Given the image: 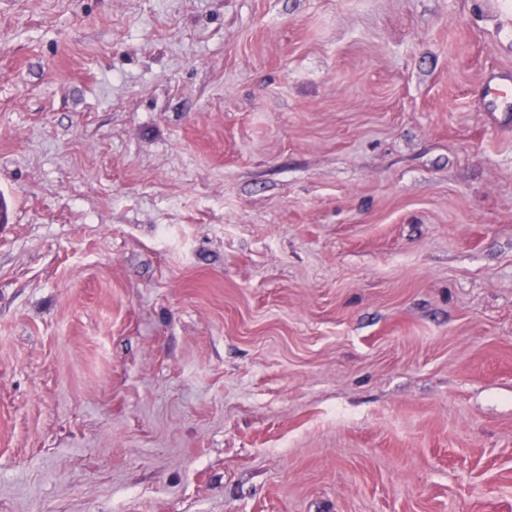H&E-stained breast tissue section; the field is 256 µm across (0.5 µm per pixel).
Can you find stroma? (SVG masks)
I'll return each mask as SVG.
<instances>
[{"instance_id": "obj_1", "label": "stroma", "mask_w": 512, "mask_h": 512, "mask_svg": "<svg viewBox=\"0 0 512 512\" xmlns=\"http://www.w3.org/2000/svg\"><path fill=\"white\" fill-rule=\"evenodd\" d=\"M512 0H0V512H512ZM483 104L489 112H495L498 104H512V84L509 78L490 81L483 92Z\"/></svg>"}]
</instances>
